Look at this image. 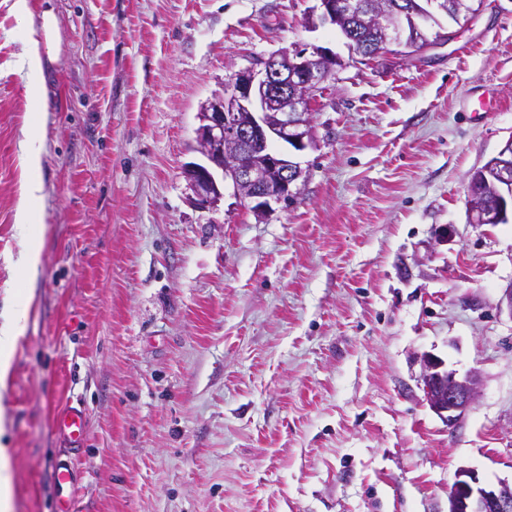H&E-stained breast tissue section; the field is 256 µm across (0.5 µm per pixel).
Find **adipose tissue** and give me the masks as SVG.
Masks as SVG:
<instances>
[{
  "mask_svg": "<svg viewBox=\"0 0 512 512\" xmlns=\"http://www.w3.org/2000/svg\"><path fill=\"white\" fill-rule=\"evenodd\" d=\"M16 18L31 27L32 37L24 50L23 65L27 70L31 90L36 96L45 94V70L61 51L58 18L52 0L46 3L39 16H32L28 0H14ZM24 156L25 181L22 195L16 208L15 227L22 242V249L16 263L27 285H35L39 276L41 252L44 238L37 222L38 205L42 200L40 141L30 139L22 147Z\"/></svg>",
  "mask_w": 512,
  "mask_h": 512,
  "instance_id": "adipose-tissue-1",
  "label": "adipose tissue"
}]
</instances>
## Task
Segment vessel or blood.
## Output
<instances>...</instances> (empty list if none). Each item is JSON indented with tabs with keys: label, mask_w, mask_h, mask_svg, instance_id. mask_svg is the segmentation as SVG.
I'll use <instances>...</instances> for the list:
<instances>
[{
	"label": "vessel or blood",
	"mask_w": 512,
	"mask_h": 512,
	"mask_svg": "<svg viewBox=\"0 0 512 512\" xmlns=\"http://www.w3.org/2000/svg\"><path fill=\"white\" fill-rule=\"evenodd\" d=\"M86 426L87 409L81 400L66 403L53 415V428L63 446L49 464L54 512H73L81 484L76 461L86 449Z\"/></svg>",
	"instance_id": "obj_1"
}]
</instances>
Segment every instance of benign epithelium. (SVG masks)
Wrapping results in <instances>:
<instances>
[{
	"label": "benign epithelium",
	"mask_w": 512,
	"mask_h": 512,
	"mask_svg": "<svg viewBox=\"0 0 512 512\" xmlns=\"http://www.w3.org/2000/svg\"><path fill=\"white\" fill-rule=\"evenodd\" d=\"M315 2L307 12L308 28L337 29L351 53L365 59L388 54L394 46L401 55L412 56L431 44L423 19L443 10L441 0H405L395 10L408 22L392 28L381 21L379 0ZM341 66L330 48L303 45L233 72L224 91L202 102L197 112L196 151L205 162L183 167L196 206L217 207L228 186L258 217L270 211L271 203L294 198L298 183L305 181L297 156L318 146L310 102ZM488 178L500 189L491 201L481 194ZM511 217L512 136L489 166L474 171L468 194L469 223L503 224ZM421 382L430 409L452 427L476 400L480 375L471 371L459 377L427 357ZM448 512H512V482H487L474 470L461 468L448 493Z\"/></svg>",
	"instance_id": "benign-epithelium-1"
}]
</instances>
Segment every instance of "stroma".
Masks as SVG:
<instances>
[{"instance_id":"obj_1","label":"stroma","mask_w":512,"mask_h":512,"mask_svg":"<svg viewBox=\"0 0 512 512\" xmlns=\"http://www.w3.org/2000/svg\"><path fill=\"white\" fill-rule=\"evenodd\" d=\"M0 0V310L23 334L0 405L14 512H53L54 411H89L78 512H448L460 468L512 479V221L472 224L473 172L512 137V0L411 58L362 61L311 0H54L62 50L31 92ZM294 44L344 61L320 146L256 217L193 202L196 113ZM492 98L485 119L471 106ZM48 111L47 124L38 114ZM43 145L32 300L14 266L21 144ZM481 386L454 427L425 356Z\"/></svg>"}]
</instances>
